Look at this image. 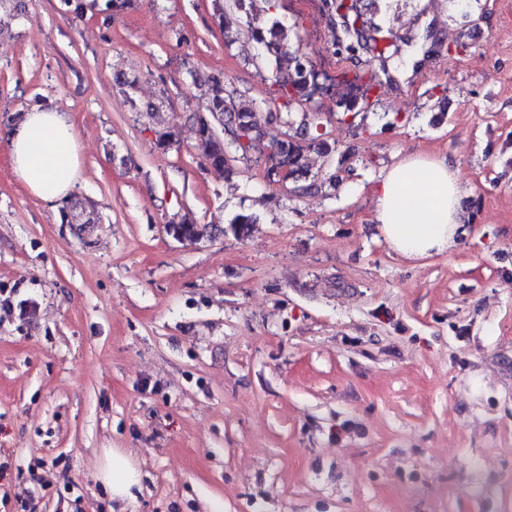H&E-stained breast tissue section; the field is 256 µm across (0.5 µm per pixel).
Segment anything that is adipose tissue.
Segmentation results:
<instances>
[{
  "label": "adipose tissue",
  "mask_w": 512,
  "mask_h": 512,
  "mask_svg": "<svg viewBox=\"0 0 512 512\" xmlns=\"http://www.w3.org/2000/svg\"><path fill=\"white\" fill-rule=\"evenodd\" d=\"M16 178L35 197L67 198L81 175V157L71 118L49 104L25 113L9 141ZM375 221L388 246L408 259L453 249L468 218L457 171L447 157L408 155L374 187ZM100 478L113 500L130 502L140 475L122 452L107 457Z\"/></svg>",
  "instance_id": "adipose-tissue-1"
}]
</instances>
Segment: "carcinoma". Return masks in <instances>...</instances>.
<instances>
[{"label": "carcinoma", "instance_id": "1", "mask_svg": "<svg viewBox=\"0 0 512 512\" xmlns=\"http://www.w3.org/2000/svg\"><path fill=\"white\" fill-rule=\"evenodd\" d=\"M24 12L25 0H0V14L15 19ZM247 17L248 33L252 40L264 49L277 97L289 105H303L312 94L311 81L314 78V71L300 56L288 52L286 42L289 27L278 18H265L257 12L249 11ZM204 85L207 89L198 103L199 115L195 118L196 149L207 165L224 173L228 178L233 174V170L229 164L224 140L211 131L208 123L213 121V116L217 113L235 121L243 139V143L239 144L236 150L245 154L260 136L257 112L249 103L230 99L221 76L207 77ZM311 147L329 150L324 134H317L307 145L287 138L276 141L274 150L280 158L279 165L288 167L286 178L297 181L307 174L306 151ZM168 231L175 239L181 241L194 242L206 236V227L189 221L170 224Z\"/></svg>", "mask_w": 512, "mask_h": 512}]
</instances>
